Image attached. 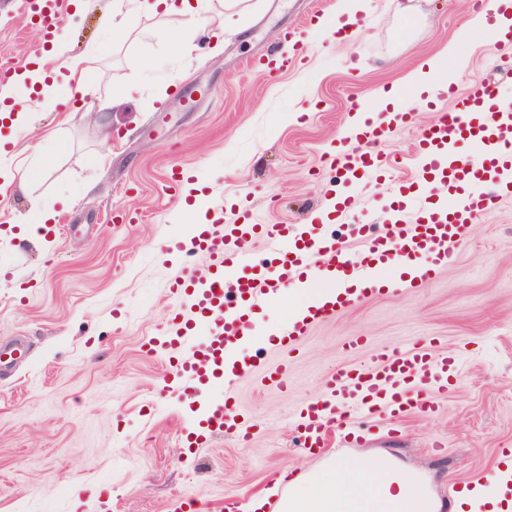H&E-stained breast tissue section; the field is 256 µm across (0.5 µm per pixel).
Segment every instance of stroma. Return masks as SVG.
Here are the masks:
<instances>
[{
  "label": "stroma",
  "instance_id": "1",
  "mask_svg": "<svg viewBox=\"0 0 512 512\" xmlns=\"http://www.w3.org/2000/svg\"><path fill=\"white\" fill-rule=\"evenodd\" d=\"M114 0H94L69 15L62 40L71 55L95 53L97 69L82 105L68 89L56 110L16 129L12 165L50 160L35 178L0 192V348L15 342L26 357L0 372V512H224L264 490L272 475L319 466L332 455L375 448L433 474L442 497L497 466L512 450V195L473 224L455 258L424 288L369 297L316 323L293 354L284 387L253 378L236 388L235 408L252 426L241 443L229 435L188 439L198 407L224 397L217 385L186 398L167 374L178 350L148 352L168 332L178 302L168 279L190 257L192 215L166 180L178 165L206 182L207 210L236 223L243 209L259 222L307 224L335 181L332 155L349 129L352 104L375 95H422L408 79L434 59L456 92L495 83L512 98V44L473 31L471 0H367L347 42L322 36L316 17H336L342 0H246L224 32V0L185 27L199 56L179 55L167 25L141 17L133 34L112 40ZM304 30L307 50L295 69L265 76L252 68L284 31ZM222 32L218 50L211 33ZM21 0H0V51L23 64L38 45ZM138 81L136 101L98 111V100ZM187 88L185 109L152 86ZM451 104L435 96L384 144L408 153L421 130ZM63 197L52 231H17L35 202ZM389 184H369L352 205L353 224H384ZM126 216L123 224L110 214ZM361 337L359 348L347 345ZM462 351L453 387L430 414L382 417L352 437L303 449L292 422L325 393L324 381L387 350Z\"/></svg>",
  "mask_w": 512,
  "mask_h": 512
}]
</instances>
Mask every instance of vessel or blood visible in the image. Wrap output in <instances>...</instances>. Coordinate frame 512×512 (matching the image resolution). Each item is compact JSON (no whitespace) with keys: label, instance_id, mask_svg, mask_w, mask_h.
<instances>
[{"label":"vessel or blood","instance_id":"obj_1","mask_svg":"<svg viewBox=\"0 0 512 512\" xmlns=\"http://www.w3.org/2000/svg\"><path fill=\"white\" fill-rule=\"evenodd\" d=\"M472 6L483 11L491 41H512V29H502L497 11L486 9L484 0H473ZM26 9L44 44H53L68 19L64 0H26ZM285 39L290 51L261 63L262 72L274 75L288 70L304 51L302 31H290ZM404 122V113L393 112L385 121L367 120L350 128L355 146L336 157V169L348 191L327 196L328 220L345 221L359 189L399 166V159L388 156L380 145ZM412 159L416 174L394 184L398 203L391 223L379 229L348 224L345 236L339 238L319 223L255 224L247 212L237 224L195 225L190 251L205 255L207 261L169 283V294L185 308L174 315L167 336L155 342L159 348L190 347V354L174 364L176 381L197 390L217 382L230 386L252 376L257 364L245 340L256 328L250 312L259 297L274 299L285 289L314 284L325 272H334L330 300L289 319L278 338L280 346L289 347L315 321L334 317L369 295L429 282L464 243L471 224L492 208L496 198L512 193V102H504L495 84L471 85L457 96L452 111L422 130ZM249 238L262 240L263 255L235 249V242ZM351 240L364 245L357 264L348 258ZM402 267L412 268L413 277L389 278L390 270ZM458 370V354L417 348L385 352L378 363L331 375L326 396L300 411L303 446L324 447L330 431H344L351 411L394 417L434 412ZM198 425L213 434L248 439L226 401L200 410Z\"/></svg>","mask_w":512,"mask_h":512}]
</instances>
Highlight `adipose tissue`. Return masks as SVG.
<instances>
[{"label":"adipose tissue","instance_id":"obj_1","mask_svg":"<svg viewBox=\"0 0 512 512\" xmlns=\"http://www.w3.org/2000/svg\"><path fill=\"white\" fill-rule=\"evenodd\" d=\"M200 0H115V12L123 23L113 25L115 38L126 37L129 20L141 15L166 20L176 45L185 57H192L193 38L182 27L184 18L198 14ZM52 69L36 66L18 73L0 85V117L6 125L31 124L32 104L52 109L58 84L86 94L96 68L91 57L68 55L63 43H56L48 55ZM271 492L251 496L237 505V512H512V458L504 459L494 474L455 492L451 499L440 497L431 476L393 457L379 458L368 450L352 458H331L305 473L278 474Z\"/></svg>","mask_w":512,"mask_h":512}]
</instances>
